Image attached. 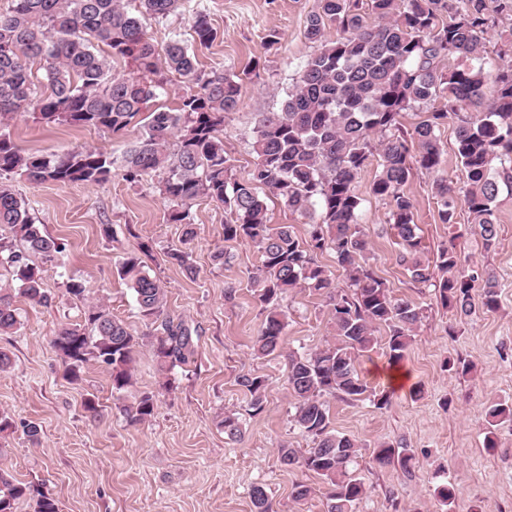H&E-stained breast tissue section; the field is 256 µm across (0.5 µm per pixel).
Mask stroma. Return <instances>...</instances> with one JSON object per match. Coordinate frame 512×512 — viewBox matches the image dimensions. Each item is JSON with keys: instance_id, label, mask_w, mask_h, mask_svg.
Returning a JSON list of instances; mask_svg holds the SVG:
<instances>
[{"instance_id": "35a3bbf8", "label": "stroma", "mask_w": 512, "mask_h": 512, "mask_svg": "<svg viewBox=\"0 0 512 512\" xmlns=\"http://www.w3.org/2000/svg\"><path fill=\"white\" fill-rule=\"evenodd\" d=\"M316 6L317 0H188V9L206 10L218 31L212 46L199 52L202 68L241 77L240 106L224 129V150L236 179H246L256 160L251 142L259 113L279 111L301 65L316 51L304 36ZM271 29L281 34L274 46L264 43ZM255 59L258 76H243ZM6 130L32 152L95 147L116 157L138 135L134 128L118 134L44 128L25 114L9 119ZM376 172L369 166L357 180L372 264L393 295L418 302L425 316L398 367L389 366L379 351L361 362L365 378L390 391L389 406L329 401L333 427L361 446L357 472L371 491L356 512H405L414 504L425 512H512V422L498 426L496 448L484 443L487 405L512 400V193L499 194L493 215L499 241L488 251L466 211H459L456 223L440 222L431 175L414 171L406 186L425 257L435 258L440 246H448L498 279V310L458 325L437 304L432 286L412 282L397 265L387 206L370 193ZM0 182L26 202L46 234L65 245L53 260L33 259L55 298L53 305L37 306L15 296L20 325L0 335V351L11 358L10 368L0 372V414L13 421L12 429L0 433V469L51 494L60 512H253L249 491L256 483L265 485L276 512H324L325 481L310 471L284 469L278 461L281 445L301 450L311 445L291 421L285 353L312 352L334 336L324 297L299 288L288 293L282 301L288 313L284 353L256 356L253 340L263 316L248 274L258 264V253L249 243L225 241L221 206L203 199L190 210L197 232L190 277L169 257L170 250L182 246L183 227L169 222L168 203L155 186L134 185L117 174L102 184L36 186L14 173ZM143 244L148 247L144 253L139 250ZM218 250L229 254L228 263L213 262ZM135 251L167 288L171 316L194 329L196 355L191 365L163 372L150 347H137L132 384L116 397L103 364H85L78 381L64 378L52 338L61 325L83 323L91 301L107 305L133 335L152 333L133 290L117 273L119 262ZM73 281L83 284L85 298L67 294ZM451 325L456 328L452 336L447 333ZM449 358L470 362L471 372L462 376L443 370ZM247 371L267 384L266 406L257 415L248 414L236 383ZM168 380L173 390L164 389ZM141 392L154 394L155 413L145 423L132 424L124 408ZM89 398L95 399L96 411H87ZM228 410L240 414L241 440L228 439L218 425ZM31 422L40 428L35 441L24 432ZM401 439L417 460L409 481L399 471L371 463L374 446ZM445 482L461 489L448 511L434 494ZM297 483L312 489L299 502L291 498Z\"/></svg>"}]
</instances>
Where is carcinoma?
<instances>
[{
	"label": "carcinoma",
	"instance_id": "1",
	"mask_svg": "<svg viewBox=\"0 0 512 512\" xmlns=\"http://www.w3.org/2000/svg\"><path fill=\"white\" fill-rule=\"evenodd\" d=\"M359 2L317 0L304 30L317 51L303 64L280 110L261 114L252 142L256 161L242 181L233 177L224 151L225 119L240 105L238 82L222 71H203L180 35L160 44L148 32L151 22L186 13L196 41L207 48L217 32L205 11H187L186 0H11L0 13V121L25 113L45 126L117 133L149 113L120 157L96 148L28 152L0 130V176L19 173L35 185L102 184L118 171L134 184L157 176L159 191L170 203L168 221L184 225L185 245L196 235L187 222L192 205L205 198L224 206V241L251 242L259 253V265L249 275L264 313L255 340L259 356L283 350L287 315L279 309L282 295L294 288L326 294L335 340L306 355L288 353L292 421L312 446L303 452L279 448L281 465L324 478L325 512H355L368 493L354 469L359 444L332 427L326 397L387 407L389 392L370 386L356 361L377 349L376 333L385 327L388 362L399 364L424 318L423 307L393 296L370 263L368 232L359 222V174L377 164L371 193L388 206L396 262L422 284L432 279V271L406 191L413 169L435 176L441 223H456L457 210L464 207L487 250L498 242L493 214L501 187L512 190L511 64L495 76L496 95L487 101L484 93L485 35L498 16L512 14V0H370L372 22ZM333 27L337 37L330 39ZM448 57L458 65L445 71L441 62ZM116 58L130 60L136 74L114 72ZM35 66L42 70L45 93L34 81ZM174 79L186 88L177 106L150 109ZM420 106L429 107L425 119L404 129L402 112ZM450 119L456 120V150L468 182L461 197L439 176V131ZM268 195L301 215L318 209L307 239H298L288 225L269 223ZM2 231L22 245L4 258L20 282L21 295L51 306L54 297L43 288L41 269L30 256L50 260L63 244L45 234L25 201L0 184ZM324 252L334 256L352 292L332 288L328 271L316 260ZM435 266L448 273L435 285L436 299L454 320L498 309L499 285L490 271L464 268L461 256L446 247L436 254ZM117 273L133 289L141 315L156 325L151 346L160 367L193 362L192 330L170 316L167 290L141 257L128 254ZM18 325L13 295L1 288L0 334ZM52 344L69 379H78L93 359L111 370L113 390L131 385L137 340L108 307L89 308L84 324L61 327ZM237 384L248 397L247 411L261 413L265 380L242 372ZM155 408V396L144 392L126 412L130 423L138 424ZM486 416L491 426L486 447L493 448L492 427L512 421V403H493ZM220 425L228 438L241 437L237 412H225ZM372 463L393 467L405 477L415 473V454L402 441L379 443ZM26 497L35 499L34 512H59L54 497L0 472V512H16L15 505ZM250 499L254 512H275L264 485H252Z\"/></svg>",
	"mask_w": 512,
	"mask_h": 512
}]
</instances>
